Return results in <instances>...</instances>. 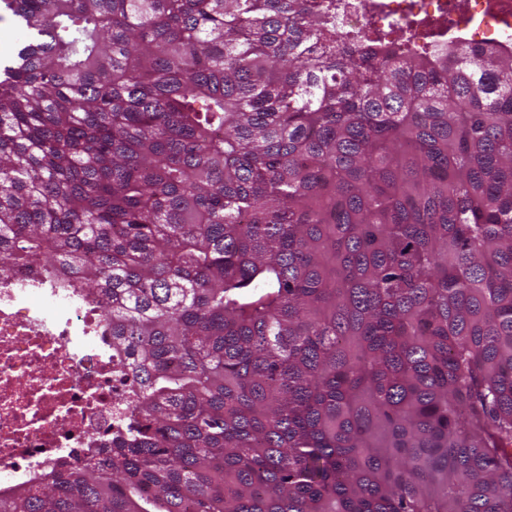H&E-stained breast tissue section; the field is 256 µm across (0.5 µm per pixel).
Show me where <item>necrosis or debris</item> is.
<instances>
[{"mask_svg":"<svg viewBox=\"0 0 512 512\" xmlns=\"http://www.w3.org/2000/svg\"><path fill=\"white\" fill-rule=\"evenodd\" d=\"M342 32L424 53L456 35L512 44V0H338ZM98 303L32 276L0 283V489L102 458L134 399Z\"/></svg>","mask_w":512,"mask_h":512,"instance_id":"necrosis-or-debris-1","label":"necrosis or debris"}]
</instances>
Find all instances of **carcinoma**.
<instances>
[{"label":"carcinoma","mask_w":512,"mask_h":512,"mask_svg":"<svg viewBox=\"0 0 512 512\" xmlns=\"http://www.w3.org/2000/svg\"><path fill=\"white\" fill-rule=\"evenodd\" d=\"M0 282L101 303L112 449L0 512H512V45L336 0H0ZM2 19H0V31L7 27L10 31V37L8 41L2 39L0 43V58L1 64H5L15 54L17 48L24 41L25 35L20 26L19 22L10 14L1 13Z\"/></svg>","instance_id":"carcinoma-1"}]
</instances>
